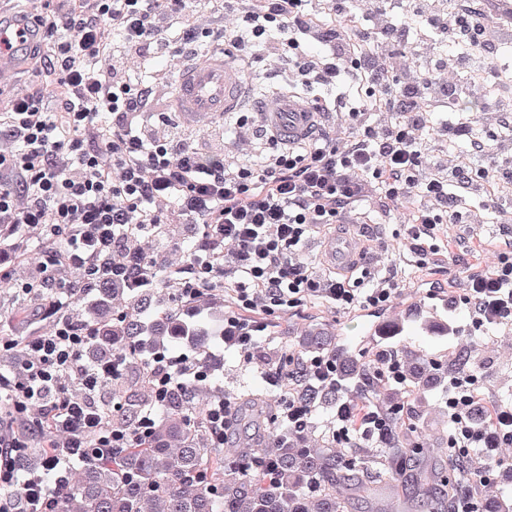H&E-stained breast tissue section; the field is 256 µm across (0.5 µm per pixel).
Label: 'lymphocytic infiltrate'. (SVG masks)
<instances>
[{"label": "lymphocytic infiltrate", "instance_id": "f902f5d3", "mask_svg": "<svg viewBox=\"0 0 512 512\" xmlns=\"http://www.w3.org/2000/svg\"><path fill=\"white\" fill-rule=\"evenodd\" d=\"M457 0H327L329 22L317 21L310 0H217L225 25L200 23L190 0H31L27 28L41 44L31 56L33 80L18 89L0 83V224L50 234L68 245L69 266L90 271L112 256L122 224H165L171 214L202 221L206 231L192 278L180 292L192 298L224 278L233 310L224 339L252 359L265 318L279 317L311 299L342 310L382 311L397 299V258L427 268L453 224L512 227V202L490 191L512 181V80L487 93L472 82L493 68L505 34L487 7L462 12ZM213 43L241 55L280 62L292 52L297 84L365 91L353 103L313 97L312 107L335 115L316 138L287 148L270 129L259 161L205 155L141 122L156 109L152 83L138 74L162 59L173 65L203 60ZM454 44V52L443 49ZM400 45L411 55L397 54ZM472 101L480 114L467 121L429 119L431 112ZM479 210L461 211L466 198ZM396 213L406 232L381 243L386 269L359 277L318 274L305 243L314 232L353 220L371 223ZM459 302L476 326L512 323V242L495 270L466 277ZM90 338L74 324H54L23 340V375L0 374V394L14 399L21 429L35 436L50 412L60 448L43 470L15 475L21 447L0 433V488L15 498L0 512H38L49 476L82 460L88 435L103 448H120L129 435L103 432L95 398L119 360L87 364ZM77 377L83 396L63 382ZM477 377L459 372L443 403L448 446L476 454L480 480L490 483L512 447V403L476 424L472 393Z\"/></svg>", "mask_w": 512, "mask_h": 512}]
</instances>
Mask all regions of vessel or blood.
I'll use <instances>...</instances> for the list:
<instances>
[{
	"label": "vessel or blood",
	"mask_w": 512,
	"mask_h": 512,
	"mask_svg": "<svg viewBox=\"0 0 512 512\" xmlns=\"http://www.w3.org/2000/svg\"><path fill=\"white\" fill-rule=\"evenodd\" d=\"M25 39L22 29L0 19V76L10 75L13 59L23 51ZM248 100V81L242 66L236 57L224 51H214L202 62L183 68L179 73L176 111L228 115L241 111ZM255 109L265 124L287 142L310 137L319 122L318 114L294 94L265 100L256 104ZM322 255L325 263L336 268L352 266L361 257L356 240L344 236L327 238ZM426 312L432 334L447 335V302L432 304Z\"/></svg>",
	"instance_id": "vessel-or-blood-1"
}]
</instances>
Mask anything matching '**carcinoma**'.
<instances>
[{
    "label": "carcinoma",
    "instance_id": "obj_1",
    "mask_svg": "<svg viewBox=\"0 0 512 512\" xmlns=\"http://www.w3.org/2000/svg\"><path fill=\"white\" fill-rule=\"evenodd\" d=\"M145 232L164 239L167 224H130L116 229L124 247V263L140 269L136 282L97 273L82 288L55 295L41 290L28 294L87 331L94 341L83 356L98 360L123 354L121 372L107 381L112 404L98 406L104 427L130 433L140 417L155 407L153 377L155 355L181 342L193 343L196 356L189 369L169 389L163 406L153 417L148 435L124 448L100 451L96 439L85 442L87 458L71 479L51 487L47 499L55 512H308L307 501L315 499L317 512H352L350 498L339 495L336 480L347 481L353 494L379 501L384 490L400 478L409 458L422 454L412 439L414 425L405 426L388 416L391 430L378 455L362 460L336 453V442L322 439L318 448H303V432L275 418L277 412L263 395L246 392L236 400L239 446L230 455L214 445L206 405L196 394L206 388L212 400L224 398V388L206 385L195 378L201 370L214 368L205 348L209 330L186 312L189 301L181 298L180 278L158 268L140 255L139 239ZM224 287L200 289L212 315L224 314ZM311 357L340 354L336 336L314 326L301 336L283 341L266 353L274 367L288 368V350ZM22 345L5 352L6 374L22 373ZM342 386L356 396L367 376L366 367L353 355L345 356ZM291 391L297 400L314 410L335 401L336 388H325L302 372L295 373ZM54 438L51 426L37 440L27 441L18 464L26 474L45 464ZM468 470L463 459H450L436 467L419 464L412 489L403 498L402 512H448L470 494L469 486L451 481L448 473Z\"/></svg>",
    "mask_w": 512,
    "mask_h": 512
}]
</instances>
